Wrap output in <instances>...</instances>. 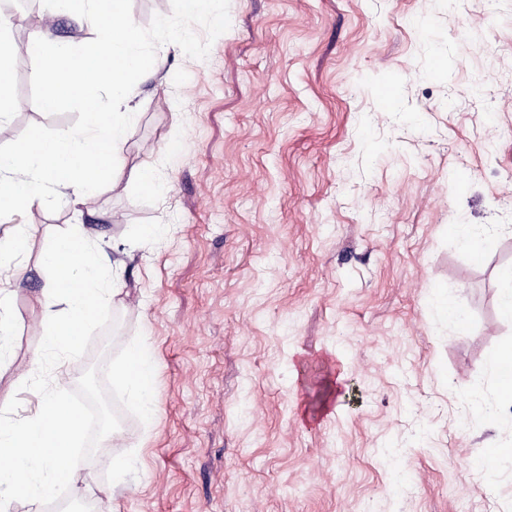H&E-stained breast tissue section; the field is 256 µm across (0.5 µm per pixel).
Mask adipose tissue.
I'll return each mask as SVG.
<instances>
[{"instance_id":"ef3b65f1","label":"adipose tissue","mask_w":512,"mask_h":512,"mask_svg":"<svg viewBox=\"0 0 512 512\" xmlns=\"http://www.w3.org/2000/svg\"><path fill=\"white\" fill-rule=\"evenodd\" d=\"M87 2L55 0L58 13L83 6V21L103 29L95 47L53 41L43 33L27 47L39 61L34 72L42 87L37 107L51 108L81 95L88 109L78 133L49 138L35 130L0 154V201L13 212H27L51 199L75 208L87 205L93 192L111 179L117 154L136 120L130 83L143 64L142 36L127 17L125 0H112L104 14L88 8ZM98 84L111 88V110L98 105ZM42 262L51 273L43 295L42 346L47 351H77L89 313L101 311L117 296L105 286L110 258L95 246L91 233L78 226L48 247ZM157 367L153 350L138 346L113 372L147 428L155 420ZM67 385L66 374H59L54 391L40 396L31 416L0 429V506L18 496L37 501L58 486L76 492L85 486V474L72 462L82 426Z\"/></svg>"}]
</instances>
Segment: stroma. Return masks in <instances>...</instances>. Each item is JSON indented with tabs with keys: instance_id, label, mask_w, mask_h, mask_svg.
I'll use <instances>...</instances> for the list:
<instances>
[{
	"instance_id": "stroma-1",
	"label": "stroma",
	"mask_w": 512,
	"mask_h": 512,
	"mask_svg": "<svg viewBox=\"0 0 512 512\" xmlns=\"http://www.w3.org/2000/svg\"><path fill=\"white\" fill-rule=\"evenodd\" d=\"M8 40L13 112L0 152L40 129L83 125L78 98L33 105L37 61L20 47L99 34L51 0H19ZM177 0H127L141 50L165 60L133 89L138 116L113 180L76 212L0 215L26 224L24 278L9 288L13 347L0 367V427L67 372L99 405L100 448L76 465L112 481L140 448L118 512H512V460L492 492L476 460L512 444V410L484 423L464 388L512 343L499 274L512 268V0H222L174 43L158 16ZM391 86V100L381 89ZM161 193L140 187L146 172ZM89 225L120 265L122 300L75 354L41 347L45 247ZM455 224L484 226L481 255ZM157 236L140 238L139 228ZM468 313L453 329L433 303ZM157 356L144 428L112 368L134 345ZM26 386H19V376ZM125 443L112 446V431ZM59 487L10 512H107Z\"/></svg>"
}]
</instances>
